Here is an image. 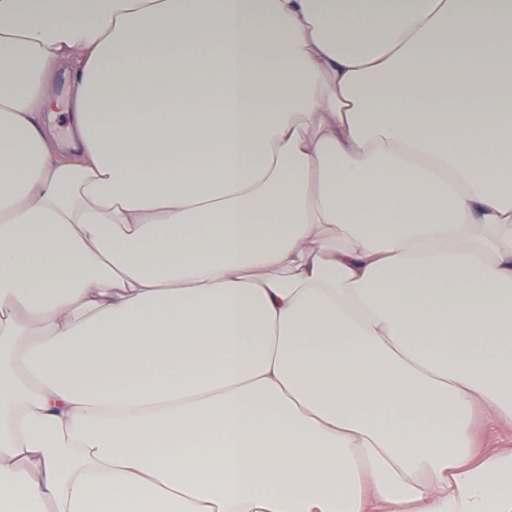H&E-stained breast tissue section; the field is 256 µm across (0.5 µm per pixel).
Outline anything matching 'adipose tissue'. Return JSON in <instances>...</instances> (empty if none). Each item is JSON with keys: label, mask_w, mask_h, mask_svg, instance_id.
Instances as JSON below:
<instances>
[{"label": "adipose tissue", "mask_w": 512, "mask_h": 512, "mask_svg": "<svg viewBox=\"0 0 512 512\" xmlns=\"http://www.w3.org/2000/svg\"><path fill=\"white\" fill-rule=\"evenodd\" d=\"M478 406L512 0H0V512H512Z\"/></svg>", "instance_id": "1"}]
</instances>
